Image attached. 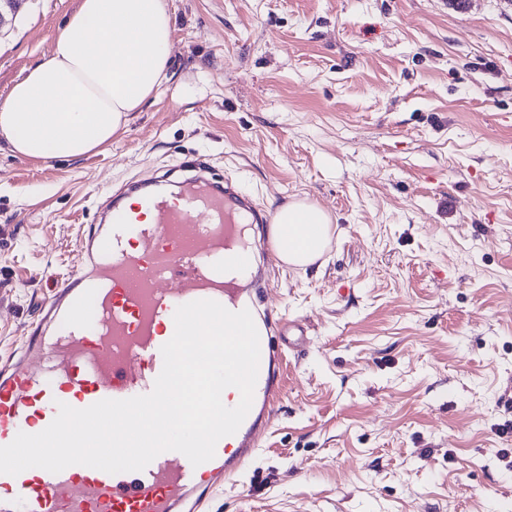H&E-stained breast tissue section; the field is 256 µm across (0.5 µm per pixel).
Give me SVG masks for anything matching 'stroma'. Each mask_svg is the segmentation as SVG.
Returning <instances> with one entry per match:
<instances>
[{
  "label": "stroma",
  "instance_id": "obj_1",
  "mask_svg": "<svg viewBox=\"0 0 512 512\" xmlns=\"http://www.w3.org/2000/svg\"><path fill=\"white\" fill-rule=\"evenodd\" d=\"M168 2V79L110 146L0 149V364L107 200L196 156L332 217L312 266L265 267L307 336L208 512H512V0ZM77 3L1 14L0 101Z\"/></svg>",
  "mask_w": 512,
  "mask_h": 512
}]
</instances>
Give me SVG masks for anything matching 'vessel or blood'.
I'll return each mask as SVG.
<instances>
[{"label":"vessel or blood","instance_id":"1","mask_svg":"<svg viewBox=\"0 0 512 512\" xmlns=\"http://www.w3.org/2000/svg\"><path fill=\"white\" fill-rule=\"evenodd\" d=\"M183 167L190 175L175 194L114 203L90 225L81 264L52 283L19 355L0 366V446L43 431L58 403L84 409L150 393L176 308L197 300L253 317L260 363L249 413L196 467L166 451L137 472L72 465L0 474V512H201L210 491L254 458L284 394V318L262 300V276L252 271L256 251L275 248L276 238L264 232L269 216L232 179L205 177L199 159Z\"/></svg>","mask_w":512,"mask_h":512}]
</instances>
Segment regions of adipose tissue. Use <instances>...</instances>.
I'll list each match as a JSON object with an SVG mask.
<instances>
[{
  "instance_id": "1",
  "label": "adipose tissue",
  "mask_w": 512,
  "mask_h": 512,
  "mask_svg": "<svg viewBox=\"0 0 512 512\" xmlns=\"http://www.w3.org/2000/svg\"><path fill=\"white\" fill-rule=\"evenodd\" d=\"M167 0H79L49 52L0 102V142L35 160H71L111 144L167 79ZM280 256L299 268L322 257L331 218L313 203L277 207Z\"/></svg>"
}]
</instances>
